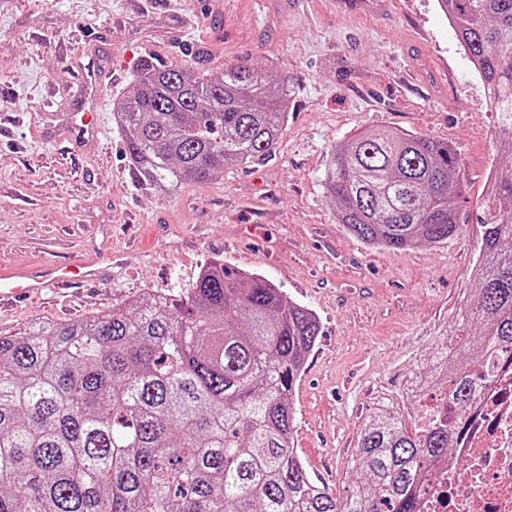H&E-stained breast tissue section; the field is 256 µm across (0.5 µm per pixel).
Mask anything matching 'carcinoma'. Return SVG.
<instances>
[{
  "label": "carcinoma",
  "instance_id": "carcinoma-1",
  "mask_svg": "<svg viewBox=\"0 0 512 512\" xmlns=\"http://www.w3.org/2000/svg\"><path fill=\"white\" fill-rule=\"evenodd\" d=\"M498 115L512 155V0H438ZM125 152L160 194L275 154L288 120L278 72L247 62L211 78L146 61L113 103ZM460 174L446 142L390 129L336 145L325 168L338 223L367 245L443 244L458 230ZM481 218L477 300L464 325L490 332L437 357L432 384L466 410L488 381L485 353L512 357V177ZM319 320L266 277L220 260L180 299L151 294L104 314L0 335V512H416L425 474L458 422L424 427L379 400L336 499L292 444L291 395Z\"/></svg>",
  "mask_w": 512,
  "mask_h": 512
}]
</instances>
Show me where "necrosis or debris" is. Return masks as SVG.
<instances>
[{
    "label": "necrosis or debris",
    "instance_id": "obj_1",
    "mask_svg": "<svg viewBox=\"0 0 512 512\" xmlns=\"http://www.w3.org/2000/svg\"><path fill=\"white\" fill-rule=\"evenodd\" d=\"M456 453L431 471L419 512H512V366L488 355Z\"/></svg>",
    "mask_w": 512,
    "mask_h": 512
}]
</instances>
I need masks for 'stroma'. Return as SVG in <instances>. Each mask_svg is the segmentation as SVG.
I'll return each mask as SVG.
<instances>
[{
	"instance_id": "stroma-1",
	"label": "stroma",
	"mask_w": 512,
	"mask_h": 512,
	"mask_svg": "<svg viewBox=\"0 0 512 512\" xmlns=\"http://www.w3.org/2000/svg\"><path fill=\"white\" fill-rule=\"evenodd\" d=\"M90 41L107 72L79 94ZM155 58L210 76L245 60L276 68L289 102L274 157L172 197L143 182L112 105ZM94 102L101 131L79 133ZM495 126L437 0H0V268L86 259L99 271L1 309L0 335L177 294L214 259L261 274L319 319L293 393L294 446L346 496L362 420L456 344L488 178L512 172ZM381 128L457 151L460 230L448 243L388 250L337 224L329 154Z\"/></svg>"
}]
</instances>
